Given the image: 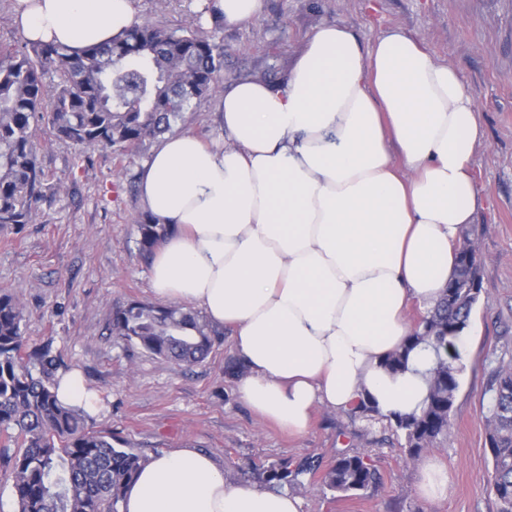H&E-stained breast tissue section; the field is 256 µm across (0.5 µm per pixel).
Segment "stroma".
<instances>
[{"mask_svg":"<svg viewBox=\"0 0 512 512\" xmlns=\"http://www.w3.org/2000/svg\"><path fill=\"white\" fill-rule=\"evenodd\" d=\"M201 8V0H133L140 21L214 32L224 42L227 83L270 66L284 82L305 41L331 22L351 28L365 47L403 29L461 72L485 132L472 162L481 204L461 232L477 245L481 292L459 347L451 432L424 453L447 471V497L420 496L421 464L407 459L402 433L382 417L320 406L307 433L292 436L259 416L236 391L229 329L192 366L113 335L117 308L160 302L137 228L138 171L156 141L117 156L78 150L38 126L47 195L30 223L0 227V293L24 312V353L46 348L59 373L80 370L99 398L87 425L148 457L195 448L215 458L225 481L259 488L264 470L283 460L313 456L326 469L340 455H360L380 471L379 486L350 496L306 477L297 492L301 512H497L487 416L493 374L512 371V0H263L256 19L221 26ZM223 96L219 88L193 102L175 131L222 140Z\"/></svg>","mask_w":512,"mask_h":512,"instance_id":"obj_1","label":"stroma"}]
</instances>
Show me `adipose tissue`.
<instances>
[{"label":"adipose tissue","instance_id":"1","mask_svg":"<svg viewBox=\"0 0 512 512\" xmlns=\"http://www.w3.org/2000/svg\"><path fill=\"white\" fill-rule=\"evenodd\" d=\"M31 41L73 50L138 23L131 0H13ZM227 143L166 135L139 175L142 206L170 235L154 293L233 331L236 390L288 432L316 406L420 412L431 349L387 367L452 279L480 196L471 164L484 131L460 72L402 29L360 45L319 27L285 84L224 90ZM289 491L229 485L205 453L150 459L121 512H299Z\"/></svg>","mask_w":512,"mask_h":512}]
</instances>
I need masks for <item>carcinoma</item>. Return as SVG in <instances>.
I'll return each mask as SVG.
<instances>
[{"label":"carcinoma","mask_w":512,"mask_h":512,"mask_svg":"<svg viewBox=\"0 0 512 512\" xmlns=\"http://www.w3.org/2000/svg\"><path fill=\"white\" fill-rule=\"evenodd\" d=\"M224 67V44L199 29L145 23L109 43L70 51L34 43L32 51L0 48V226L26 224L47 189L33 145V127L45 122L81 150L112 149L126 155L172 131L195 99L210 94ZM58 84L45 99L44 75ZM140 249L152 253L167 227L141 214ZM480 257L457 262L438 304L412 330L408 345L387 359L406 367L409 352L432 349L428 391L417 415H395L409 460L416 461L448 436L459 388L457 340L466 329L481 288ZM24 314L0 294V432L21 441L10 463L16 512H120L128 486L146 459L109 432L86 426L84 411L59 402L51 382L56 368L49 350L37 352L33 374L22 356ZM112 332L163 359L194 364L209 353L214 331L197 312L179 305L131 302L112 315ZM487 443L493 461L492 489L498 512H512V372L496 374L491 386ZM319 462L295 468L282 463L266 471L269 488L295 489ZM334 492L359 493L381 483V473L360 455H342L321 477Z\"/></svg>","instance_id":"obj_1"}]
</instances>
